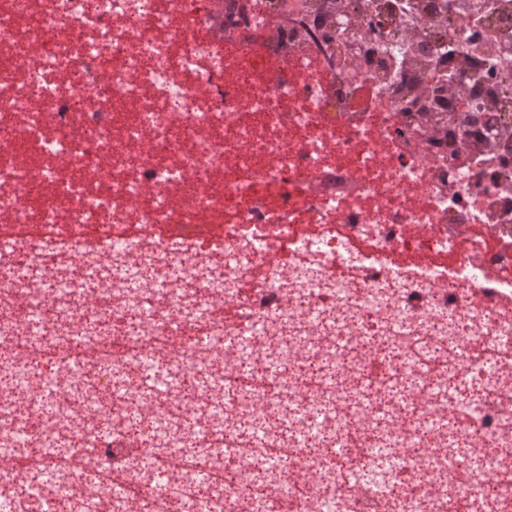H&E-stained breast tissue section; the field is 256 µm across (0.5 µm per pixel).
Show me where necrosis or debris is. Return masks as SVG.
I'll return each mask as SVG.
<instances>
[{
	"label": "necrosis or debris",
	"mask_w": 512,
	"mask_h": 512,
	"mask_svg": "<svg viewBox=\"0 0 512 512\" xmlns=\"http://www.w3.org/2000/svg\"><path fill=\"white\" fill-rule=\"evenodd\" d=\"M482 4L0 0V512H512Z\"/></svg>",
	"instance_id": "4bbe7bcc"
}]
</instances>
